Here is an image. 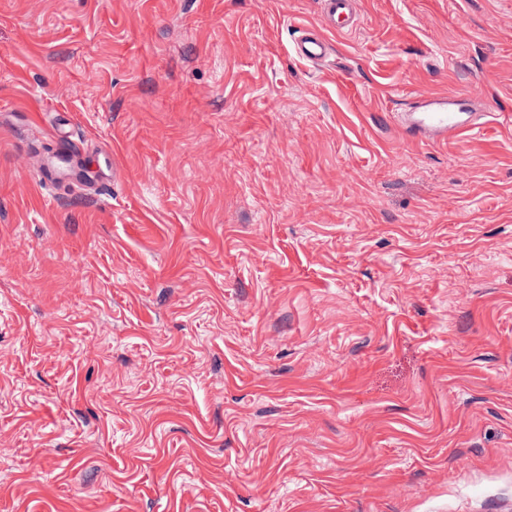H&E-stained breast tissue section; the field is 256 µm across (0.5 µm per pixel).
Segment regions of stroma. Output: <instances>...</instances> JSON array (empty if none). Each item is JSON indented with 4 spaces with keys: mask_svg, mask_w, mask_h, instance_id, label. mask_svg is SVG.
I'll use <instances>...</instances> for the list:
<instances>
[{
    "mask_svg": "<svg viewBox=\"0 0 512 512\" xmlns=\"http://www.w3.org/2000/svg\"><path fill=\"white\" fill-rule=\"evenodd\" d=\"M356 10L0 0V512H512V0ZM321 10L323 20L330 31H339L340 22H348L352 16L355 1L354 0H321ZM329 49L326 37L310 27L299 31V35L293 45L295 55L311 63H318L326 58ZM462 97L459 93L418 94L413 98L410 111L402 114L400 124L417 140L442 144L455 141L464 132L485 124L491 115L473 109L462 110Z\"/></svg>",
    "mask_w": 512,
    "mask_h": 512,
    "instance_id": "1",
    "label": "stroma"
}]
</instances>
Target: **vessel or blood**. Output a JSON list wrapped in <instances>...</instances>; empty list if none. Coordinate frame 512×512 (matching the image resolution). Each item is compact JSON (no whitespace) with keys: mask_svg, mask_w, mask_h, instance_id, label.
Masks as SVG:
<instances>
[{"mask_svg":"<svg viewBox=\"0 0 512 512\" xmlns=\"http://www.w3.org/2000/svg\"><path fill=\"white\" fill-rule=\"evenodd\" d=\"M355 0H321L323 20L327 28L339 30L341 22L349 21ZM295 55L317 63L329 53V43L323 33L303 28L293 45ZM460 94L427 93L414 97L409 112L403 113L401 125L415 139L433 143H448L467 131L481 126L483 113L460 107Z\"/></svg>","mask_w":512,"mask_h":512,"instance_id":"b4317fda","label":"vessel or blood"}]
</instances>
